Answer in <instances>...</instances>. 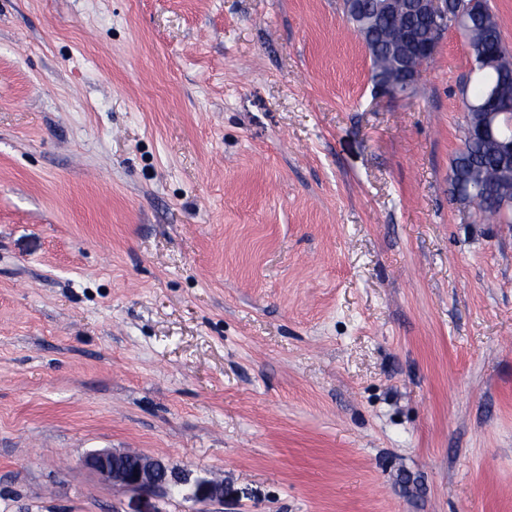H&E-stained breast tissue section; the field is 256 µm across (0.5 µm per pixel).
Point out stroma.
<instances>
[{
    "mask_svg": "<svg viewBox=\"0 0 512 512\" xmlns=\"http://www.w3.org/2000/svg\"><path fill=\"white\" fill-rule=\"evenodd\" d=\"M471 68L451 29L376 94L340 0H0V512H512ZM504 163L494 145L486 142L477 135L464 134L461 148L455 153L451 161L448 176L449 193L454 200L449 179L456 175L467 177L472 175V181L479 186L478 192L472 196L473 207L478 211L483 220L488 222L498 221L495 213L496 200L499 194L511 192L512 184L507 185L500 181L497 169ZM128 455L136 458H128ZM85 465L105 480L135 491L170 490L168 469L158 459L131 453L97 451L84 459Z\"/></svg>",
    "mask_w": 512,
    "mask_h": 512,
    "instance_id": "obj_1",
    "label": "stroma"
}]
</instances>
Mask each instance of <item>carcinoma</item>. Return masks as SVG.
Instances as JSON below:
<instances>
[{"mask_svg":"<svg viewBox=\"0 0 512 512\" xmlns=\"http://www.w3.org/2000/svg\"><path fill=\"white\" fill-rule=\"evenodd\" d=\"M359 37L373 44L371 51V72L374 83L381 81L396 82L399 80L398 66L390 54L389 47L403 27H412L417 35L425 34L418 20L409 15L405 6L398 5L391 18L378 20L370 15L368 20L352 18ZM470 48L475 80L469 100L470 125L473 129L479 123L480 105L490 91H495L502 105H512V48L502 38L499 23L490 4H485L484 13L469 24L463 33ZM512 166V157L503 159L494 145L484 139L472 135L465 136L461 148L451 161L450 174L467 177L479 186L478 192L472 196L473 207L483 220L495 222L496 200L499 195L512 193V184L500 181L497 169L502 164Z\"/></svg>","mask_w":512,"mask_h":512,"instance_id":"1","label":"carcinoma"}]
</instances>
